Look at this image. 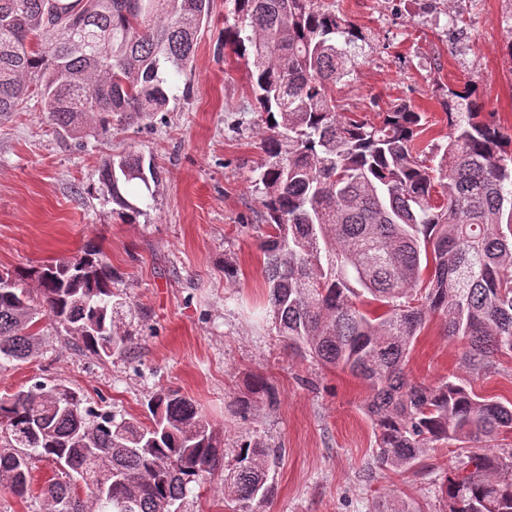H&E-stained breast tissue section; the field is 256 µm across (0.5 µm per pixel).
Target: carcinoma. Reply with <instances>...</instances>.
I'll use <instances>...</instances> for the list:
<instances>
[{
  "mask_svg": "<svg viewBox=\"0 0 512 512\" xmlns=\"http://www.w3.org/2000/svg\"><path fill=\"white\" fill-rule=\"evenodd\" d=\"M224 46L244 60L266 162L255 187L269 232L270 316L286 346L369 384L365 413L382 469L412 471L440 441L464 443L440 483L444 512H512V403L457 380L406 371L429 319L464 346L474 377L512 357V130L471 93L442 89L448 141L424 140V113L393 101L370 120L340 113L333 88L366 37L316 0H233ZM211 0H0V115L40 95L51 125L106 132L168 105L192 62ZM99 190L136 224L160 172L134 153L104 161ZM0 360L33 356L38 316L102 359L128 347L114 274L94 244L67 260L3 273ZM271 394L263 378L238 400ZM149 423L117 419L61 380L0 396V489L32 493L36 458L59 466L40 489L44 512H176L217 469L223 448L177 390L147 402ZM276 454L238 448L224 490L248 512L268 496Z\"/></svg>",
  "mask_w": 512,
  "mask_h": 512,
  "instance_id": "obj_1",
  "label": "carcinoma"
}]
</instances>
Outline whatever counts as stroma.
I'll return each instance as SVG.
<instances>
[{"mask_svg":"<svg viewBox=\"0 0 512 512\" xmlns=\"http://www.w3.org/2000/svg\"><path fill=\"white\" fill-rule=\"evenodd\" d=\"M318 3L367 37L357 68L335 88L346 112L371 118L377 106L400 98L424 112L429 138L440 143L448 136L440 88L469 86L512 129L505 0ZM234 22L233 0H213L167 110L137 124L105 134L90 125L69 135L47 123L36 96L22 111L0 116V271L74 256L92 240L116 274L113 290L132 308L123 319L131 344L104 359L68 344L41 317L37 357L0 366V395L61 380L117 416L143 421L152 395L180 390L224 448L221 466L187 497L183 512H239L224 493V477L246 441L281 452L260 512H384L396 500L411 512H440L438 485L457 443L437 445L417 472L385 475L373 461L367 383L296 355L260 316L266 288L259 244L267 228L253 181L265 156L244 62L218 47ZM128 152L162 170L134 224L113 214L97 183L102 162ZM228 267L234 278H225ZM462 353L435 319L418 336L407 369L428 381L453 374L481 395L512 401V359L473 379ZM256 376L275 396L239 415L235 401Z\"/></svg>","mask_w":512,"mask_h":512,"instance_id":"stroma-1","label":"stroma"}]
</instances>
